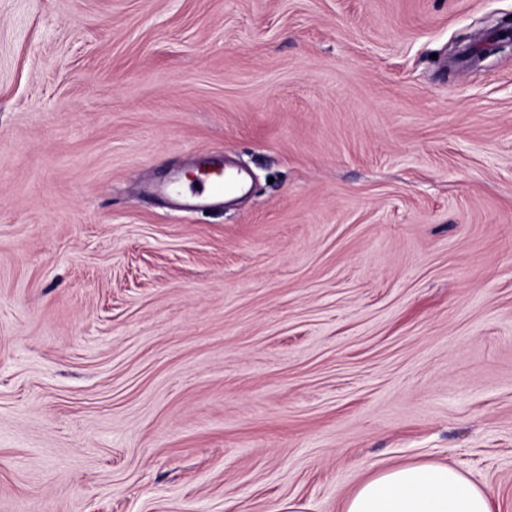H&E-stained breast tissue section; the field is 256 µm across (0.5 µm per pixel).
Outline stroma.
Returning a JSON list of instances; mask_svg holds the SVG:
<instances>
[{"mask_svg":"<svg viewBox=\"0 0 512 512\" xmlns=\"http://www.w3.org/2000/svg\"><path fill=\"white\" fill-rule=\"evenodd\" d=\"M512 0H0V512H512ZM207 161L248 191L179 205ZM491 489L448 464L413 462L378 468L350 491L341 512H497Z\"/></svg>","mask_w":512,"mask_h":512,"instance_id":"1","label":"stroma"}]
</instances>
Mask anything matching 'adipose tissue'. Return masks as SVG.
<instances>
[{
  "mask_svg": "<svg viewBox=\"0 0 512 512\" xmlns=\"http://www.w3.org/2000/svg\"><path fill=\"white\" fill-rule=\"evenodd\" d=\"M341 512H497L491 489L455 467L413 462L377 469L342 501Z\"/></svg>",
  "mask_w": 512,
  "mask_h": 512,
  "instance_id": "ef3b65f1",
  "label": "adipose tissue"
}]
</instances>
